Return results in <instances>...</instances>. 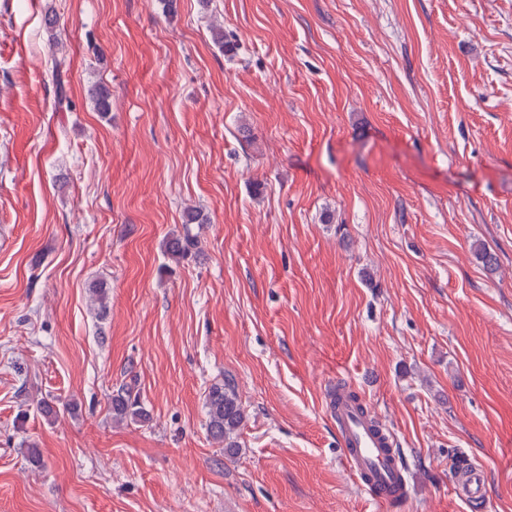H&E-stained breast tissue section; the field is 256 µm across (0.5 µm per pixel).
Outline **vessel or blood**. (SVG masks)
Segmentation results:
<instances>
[{"label":"vessel or blood","instance_id":"vessel-or-blood-1","mask_svg":"<svg viewBox=\"0 0 512 512\" xmlns=\"http://www.w3.org/2000/svg\"><path fill=\"white\" fill-rule=\"evenodd\" d=\"M334 414L341 431L344 457L353 476L382 505L402 499L404 472L390 435L370 423L364 403L340 399ZM486 478L483 468L472 465L458 476L453 489L459 498L474 505L484 494Z\"/></svg>","mask_w":512,"mask_h":512}]
</instances>
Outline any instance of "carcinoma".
Instances as JSON below:
<instances>
[{
  "mask_svg": "<svg viewBox=\"0 0 512 512\" xmlns=\"http://www.w3.org/2000/svg\"><path fill=\"white\" fill-rule=\"evenodd\" d=\"M49 71L55 78L57 103L62 106L69 102L61 74L66 69L65 61L51 56L48 60ZM90 99L94 109L101 113L111 111L112 92L105 85L90 89ZM201 213L193 208L185 214V226L182 233L171 237L165 245L167 258L179 264L198 248V237L192 233L190 225L204 224ZM112 416L115 422L122 423L128 419L144 421L148 413L139 399L132 395L131 387L124 384L111 396ZM205 408L207 414L206 430L211 440L233 453L239 449L237 437L245 421V412L239 400L233 379L227 378L221 383L213 384L206 394Z\"/></svg>",
  "mask_w": 512,
  "mask_h": 512,
  "instance_id": "cac0c4a2",
  "label": "carcinoma"
}]
</instances>
